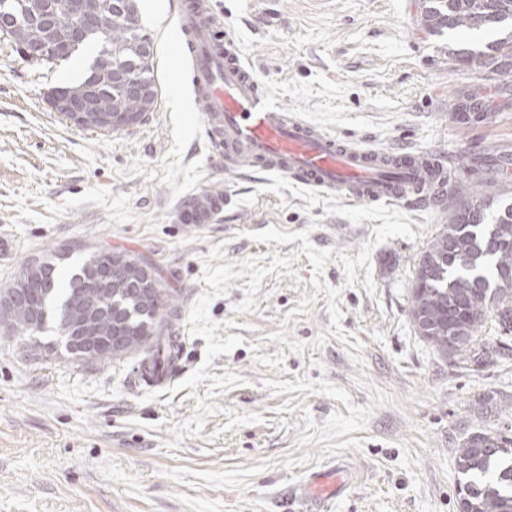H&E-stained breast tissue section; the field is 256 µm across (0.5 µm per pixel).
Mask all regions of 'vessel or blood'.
<instances>
[{
	"label": "vessel or blood",
	"mask_w": 512,
	"mask_h": 512,
	"mask_svg": "<svg viewBox=\"0 0 512 512\" xmlns=\"http://www.w3.org/2000/svg\"><path fill=\"white\" fill-rule=\"evenodd\" d=\"M177 19L192 52L177 53L175 62L191 66L192 93L206 106L205 135L228 165L242 163L354 203H438L450 170L435 153L367 149L288 115L261 89L235 33L223 30L208 0H179Z\"/></svg>",
	"instance_id": "b4317fda"
}]
</instances>
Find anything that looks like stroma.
<instances>
[{
    "mask_svg": "<svg viewBox=\"0 0 512 512\" xmlns=\"http://www.w3.org/2000/svg\"><path fill=\"white\" fill-rule=\"evenodd\" d=\"M175 0H138L158 102L104 133L48 102L81 80L0 41V286L34 254L74 266L121 249L177 296V368L137 385L132 354L78 364L0 326V512H459L455 450L512 429V356L451 367L417 335L410 291L447 213L352 204L276 175L232 173L206 142ZM289 114L385 152L446 157L463 189L512 203V112L456 119L475 38L420 27L422 0H211ZM222 195L204 224L178 212ZM336 468L343 493L292 498Z\"/></svg>",
    "mask_w": 512,
    "mask_h": 512,
    "instance_id": "35a3bbf8",
    "label": "stroma"
}]
</instances>
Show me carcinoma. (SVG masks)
I'll return each instance as SVG.
<instances>
[{
	"instance_id": "carcinoma-1",
	"label": "carcinoma",
	"mask_w": 512,
	"mask_h": 512,
	"mask_svg": "<svg viewBox=\"0 0 512 512\" xmlns=\"http://www.w3.org/2000/svg\"><path fill=\"white\" fill-rule=\"evenodd\" d=\"M98 0H0V16L9 15L24 34L49 32L53 51L36 60L50 67L91 48L93 66L112 60L117 70L132 59L134 49L154 44L142 26L137 0H130L127 13L100 30H88L72 38L77 19L97 8ZM427 32L445 28L491 33L496 38L474 49H451L449 59L467 68L497 75L512 70V0H424L421 6ZM101 107L115 118L131 115L140 121L139 100L125 85H112V93L101 99ZM496 184L463 200L448 196V224L422 253L411 286L410 315L415 332L442 358L459 368L480 366L494 356L512 354V205H497ZM57 252L31 256L19 277L0 288V297L15 295L29 283L53 289L47 303L44 330H55L71 315L72 300L88 277L110 272L112 301L103 308L94 326L100 340L124 338L117 352L99 348L86 355L61 343L73 361L107 364L112 359L141 353L156 368L167 367L178 350V337L170 332L176 310V295L158 284L161 299L143 292L144 262L123 250H95L81 264L62 276ZM493 318L496 335L480 331ZM12 333H31L32 309L27 305L5 312ZM460 512H512V438L495 429L468 434L455 449Z\"/></svg>"
}]
</instances>
